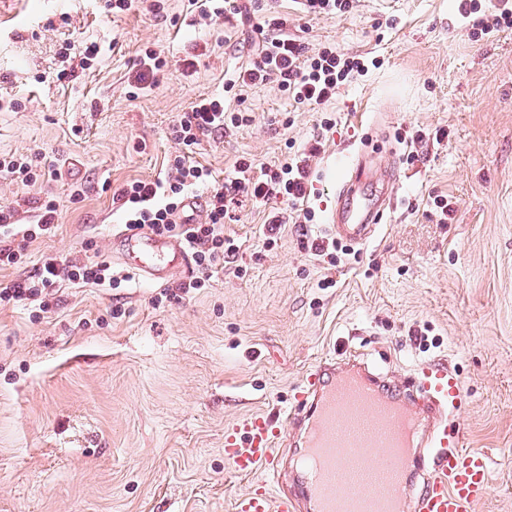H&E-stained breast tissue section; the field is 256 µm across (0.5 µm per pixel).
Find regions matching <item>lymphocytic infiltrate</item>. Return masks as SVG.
<instances>
[{"label":"lymphocytic infiltrate","mask_w":512,"mask_h":512,"mask_svg":"<svg viewBox=\"0 0 512 512\" xmlns=\"http://www.w3.org/2000/svg\"><path fill=\"white\" fill-rule=\"evenodd\" d=\"M256 29L260 38L254 44L255 59L227 80L226 90L241 91L273 82L295 107L322 112L340 86L368 70L363 56L350 55L333 46L308 51L303 42L289 34L287 17L275 8L265 10ZM250 121L248 113L226 109L223 97L199 99L187 111L179 113L171 127L172 136L182 150L168 160L163 174L126 182L113 193L112 199L119 202L128 229L175 237L190 247L199 274L179 284V291L186 293L206 287L213 272L222 269L225 259L236 254L238 246L234 237L225 234L224 226L234 221L239 206L246 202L267 204L278 199L294 205L304 201L308 194L310 161L321 150L317 141L270 165L240 156L233 177L221 184L216 183L207 167L194 160L193 149L202 136L245 126ZM202 185L210 188L204 221L178 223L185 197ZM59 214L60 203L52 197L43 200L32 224L18 223L15 208L1 205L0 268L22 262L21 250L12 244L14 237L35 240L51 236L57 229ZM120 282L107 260L77 261L46 254L33 274L0 282V304H35L44 310L57 288Z\"/></svg>","instance_id":"1"}]
</instances>
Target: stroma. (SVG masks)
<instances>
[{
	"label": "stroma",
	"instance_id": "stroma-1",
	"mask_svg": "<svg viewBox=\"0 0 512 512\" xmlns=\"http://www.w3.org/2000/svg\"><path fill=\"white\" fill-rule=\"evenodd\" d=\"M200 22L184 0L115 16L106 0H8L0 7V155L54 166L26 187L0 178V205L33 223L45 196L61 200L54 235L23 242L35 271L43 254L109 257L124 227L112 194L157 176L179 146L170 127L252 59L267 7ZM292 34L382 59L340 87L321 115L292 109L270 83L247 90L249 125L203 138L197 162L224 179L238 156L280 158L286 142L321 138L304 205L264 246L267 207H243L225 234L239 246L207 287L159 302L164 284L60 288L46 313L0 306V512H230L263 473L234 474L224 429L255 411H278L305 370L343 349L396 374L443 362L461 384L452 420L464 448L488 453L491 479L478 512H512V28L472 36L457 0H402L392 9L356 0L352 13L292 22ZM101 47L92 70L57 80L62 45ZM164 52L156 84L131 97L139 54ZM447 129L449 141L401 163L393 210L373 241L330 266L302 247L330 233L337 154L367 140L386 164L395 128ZM78 201H71L74 191ZM454 213L438 223L430 199ZM333 287H322L324 279ZM121 307V318L109 316Z\"/></svg>",
	"mask_w": 512,
	"mask_h": 512
}]
</instances>
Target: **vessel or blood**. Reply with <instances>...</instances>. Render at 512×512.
Returning a JSON list of instances; mask_svg holds the SVG:
<instances>
[{"instance_id": "b4317fda", "label": "vessel or blood", "mask_w": 512, "mask_h": 512, "mask_svg": "<svg viewBox=\"0 0 512 512\" xmlns=\"http://www.w3.org/2000/svg\"><path fill=\"white\" fill-rule=\"evenodd\" d=\"M400 179L358 155L336 183L329 217L337 240H373ZM131 268L155 282L188 270L177 238L124 230L109 241ZM461 388L442 363L396 382L356 354L317 365L284 418L257 413L224 433V457L240 475L262 470L266 483L238 496L232 512H475L489 456L448 434Z\"/></svg>"}]
</instances>
